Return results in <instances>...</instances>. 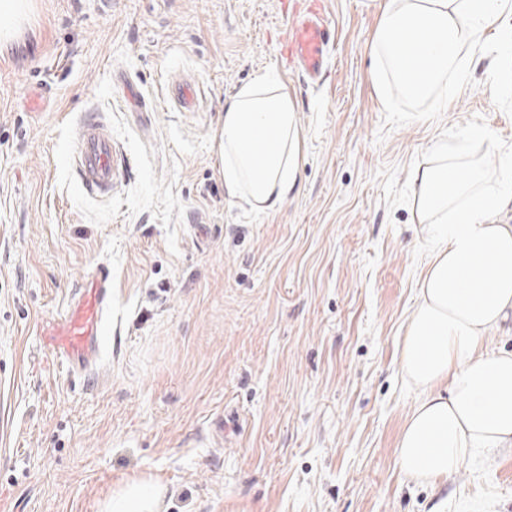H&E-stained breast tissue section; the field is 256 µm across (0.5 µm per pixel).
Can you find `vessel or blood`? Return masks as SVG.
I'll use <instances>...</instances> for the list:
<instances>
[{
	"instance_id": "vessel-or-blood-1",
	"label": "vessel or blood",
	"mask_w": 512,
	"mask_h": 512,
	"mask_svg": "<svg viewBox=\"0 0 512 512\" xmlns=\"http://www.w3.org/2000/svg\"><path fill=\"white\" fill-rule=\"evenodd\" d=\"M330 36L323 0H310L290 23L280 53L304 76L317 78L327 62ZM71 164L90 194L111 192L115 151L101 114L89 115L77 126ZM111 288L109 269L98 267L72 295L65 313L44 331L46 347L69 370L81 372L97 365L111 310Z\"/></svg>"
}]
</instances>
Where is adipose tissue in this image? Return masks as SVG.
Listing matches in <instances>:
<instances>
[{"label":"adipose tissue","mask_w":512,"mask_h":512,"mask_svg":"<svg viewBox=\"0 0 512 512\" xmlns=\"http://www.w3.org/2000/svg\"><path fill=\"white\" fill-rule=\"evenodd\" d=\"M497 0H386L373 43L371 81L387 108L396 98L441 103L463 79ZM299 126L285 85L271 72L224 102V190L260 212L275 210L298 181ZM411 167L426 262L407 318L401 368L419 392L403 425L397 460L417 480L448 478L466 462L512 447V352L480 341L512 321V224L495 217L512 202V150L485 171L470 146L492 144L471 124Z\"/></svg>","instance_id":"1"}]
</instances>
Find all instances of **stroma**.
I'll use <instances>...</instances> for the list:
<instances>
[{
  "mask_svg": "<svg viewBox=\"0 0 512 512\" xmlns=\"http://www.w3.org/2000/svg\"><path fill=\"white\" fill-rule=\"evenodd\" d=\"M0 43V512H105L127 484L158 512H512V451L436 483L396 448L401 370L428 252L409 169L471 123L512 146V0L448 105L385 109L370 79L385 0H326L314 83L278 48L303 0H28ZM279 72L298 113L296 189L273 212L224 192V101ZM194 80L197 111L169 83ZM153 111L134 112L122 84ZM102 113L118 170L86 194L65 163ZM112 272L98 365L40 329Z\"/></svg>",
  "mask_w": 512,
  "mask_h": 512,
  "instance_id": "35a3bbf8",
  "label": "stroma"
}]
</instances>
